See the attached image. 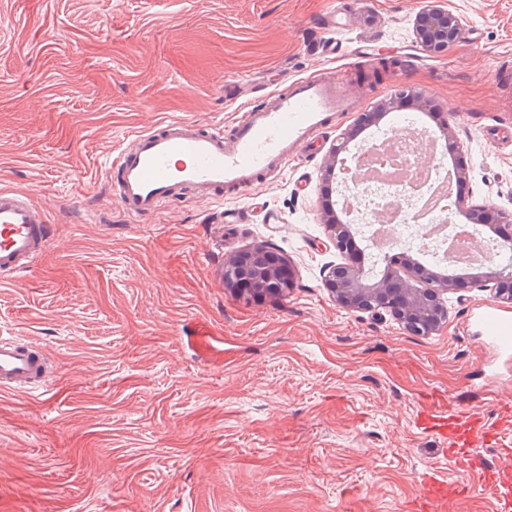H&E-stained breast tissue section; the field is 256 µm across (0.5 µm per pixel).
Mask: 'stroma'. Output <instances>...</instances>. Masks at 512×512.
Listing matches in <instances>:
<instances>
[{"instance_id":"35a3bbf8","label":"stroma","mask_w":512,"mask_h":512,"mask_svg":"<svg viewBox=\"0 0 512 512\" xmlns=\"http://www.w3.org/2000/svg\"><path fill=\"white\" fill-rule=\"evenodd\" d=\"M0 0V187L33 191L50 244L0 283V336L53 364L48 396L0 391V512H406L432 469L467 491L455 512H495L485 486L512 437V359L466 325L491 300L448 299L437 334L340 308L323 271L341 262L318 218L323 166L344 114L274 182L206 205L184 196L128 216L105 180L127 134L173 119L231 124L224 85L253 103L324 66L363 106L422 88L469 164L465 194L512 213V0H448L465 31L447 52L413 42L426 0ZM364 49L366 63L354 61ZM256 241L296 286L225 289L224 261ZM207 322L211 347L193 343ZM477 407L502 442L470 470L414 426L428 393Z\"/></svg>"}]
</instances>
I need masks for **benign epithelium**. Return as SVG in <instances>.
<instances>
[{"label": "benign epithelium", "instance_id": "obj_1", "mask_svg": "<svg viewBox=\"0 0 512 512\" xmlns=\"http://www.w3.org/2000/svg\"><path fill=\"white\" fill-rule=\"evenodd\" d=\"M463 19L448 8L447 0H427L413 19L415 45L427 56L435 57L448 51L462 36ZM421 109L434 113L424 91L414 86L402 87L394 95L380 99L359 113L354 125L343 133L342 142L329 155L324 169L327 190L333 189L339 155L347 151L360 127L379 123L389 112L398 109ZM328 245L343 256V262L328 266L324 271V286L336 305L387 315L414 336H429L439 332L448 322L445 295L466 285L481 288L503 303L512 304V271L488 261L478 266V272L467 277L441 274L416 265L414 274L387 268L378 281H366L364 266L357 256L348 253L352 225L344 221L331 198H324L318 209ZM464 220L468 224L492 231L512 224V214H506L490 204L470 205L456 202L444 224ZM291 264L266 241L254 242L224 260V288L252 295H285L295 288Z\"/></svg>", "mask_w": 512, "mask_h": 512}]
</instances>
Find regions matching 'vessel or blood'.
Returning a JSON list of instances; mask_svg holds the SVG:
<instances>
[{"label": "vessel or blood", "instance_id": "1", "mask_svg": "<svg viewBox=\"0 0 512 512\" xmlns=\"http://www.w3.org/2000/svg\"><path fill=\"white\" fill-rule=\"evenodd\" d=\"M359 99L347 94L333 72H315L292 80L260 104H246L231 128L170 120L128 136L105 168L125 213L156 214L184 192L210 204L224 192L253 189L277 178L288 161L308 151L315 137L336 118L356 111ZM50 241L46 213L30 192L0 188V276L27 271ZM474 328L498 354L512 356V312L483 305ZM0 391L47 394L46 360L34 344L0 337ZM424 425L448 442V460L470 468L475 440L494 434L492 422L466 405L431 403ZM414 512H448L460 494L436 471H425Z\"/></svg>", "mask_w": 512, "mask_h": 512}]
</instances>
